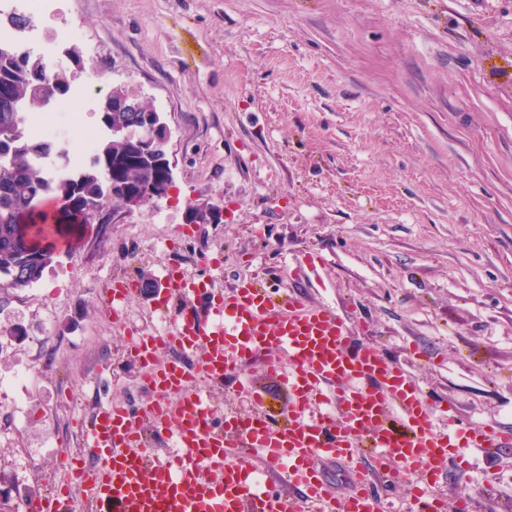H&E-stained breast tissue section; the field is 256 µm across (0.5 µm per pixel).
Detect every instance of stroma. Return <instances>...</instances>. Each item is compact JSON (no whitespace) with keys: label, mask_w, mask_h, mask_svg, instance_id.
Masks as SVG:
<instances>
[{"label":"stroma","mask_w":512,"mask_h":512,"mask_svg":"<svg viewBox=\"0 0 512 512\" xmlns=\"http://www.w3.org/2000/svg\"><path fill=\"white\" fill-rule=\"evenodd\" d=\"M46 34L78 33L63 71L119 88L168 127L174 198L86 225L43 278L0 291V378L31 365L51 325L56 361L17 388L19 443L0 441L10 512L59 476L76 419L139 407L127 332L152 327L169 264L215 287L243 271L332 306L356 342L409 367L435 406L512 430V0H61ZM224 212L189 224V206ZM317 256L309 266L307 256ZM138 283L120 316L99 301ZM424 356L414 359L411 348ZM497 476L512 512V447L441 478L446 503Z\"/></svg>","instance_id":"35a3bbf8"}]
</instances>
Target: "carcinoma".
Here are the masks:
<instances>
[{
  "label": "carcinoma",
  "instance_id": "cac0c4a2",
  "mask_svg": "<svg viewBox=\"0 0 512 512\" xmlns=\"http://www.w3.org/2000/svg\"><path fill=\"white\" fill-rule=\"evenodd\" d=\"M0 82L12 84L27 106V112H40L50 102L68 94L69 79L54 71L44 61L29 53L22 54L9 44L0 43ZM115 99L132 102L136 112L118 107L103 113L107 130L126 126L142 130L150 105L121 89ZM48 152V146L32 140L25 121L17 119L11 106L0 101V156L11 162L0 166V289H24L40 281L54 262L57 246L48 241L43 246L30 245L27 221L46 218L44 205L50 199L59 203L61 217L55 219L53 234L59 239L80 237L84 225L77 223V212L93 205L112 210L130 205V198L146 191L154 182L165 179L163 156L146 158L142 147L130 140L108 138L98 149L92 164L81 175L51 183L44 171L32 163L35 156ZM122 174V186L102 179L104 172Z\"/></svg>",
  "mask_w": 512,
  "mask_h": 512
}]
</instances>
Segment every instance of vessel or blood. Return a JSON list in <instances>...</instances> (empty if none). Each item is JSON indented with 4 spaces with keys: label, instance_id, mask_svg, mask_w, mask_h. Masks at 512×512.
<instances>
[{
    "label": "vessel or blood",
    "instance_id": "1",
    "mask_svg": "<svg viewBox=\"0 0 512 512\" xmlns=\"http://www.w3.org/2000/svg\"><path fill=\"white\" fill-rule=\"evenodd\" d=\"M161 290L155 307L171 314V328L136 336L127 350L141 413L100 407L81 427V448L61 460L68 482L31 499L26 512H70L75 484L88 492L87 512H383L368 490L374 476L410 479L409 512H442L443 466L464 461L469 448L512 446L511 431L459 427L454 407L434 415L414 375L355 343L329 306L278 298L251 279L226 293L178 266L165 269ZM273 348L280 358L263 359ZM163 350L174 357L161 367ZM258 360L289 395L287 421L271 419L256 392L252 415L228 410L215 424L199 385ZM149 433L172 440L164 459L147 452ZM254 450L256 467L242 461ZM327 460L351 471L344 506L323 480Z\"/></svg>",
    "mask_w": 512,
    "mask_h": 512
}]
</instances>
